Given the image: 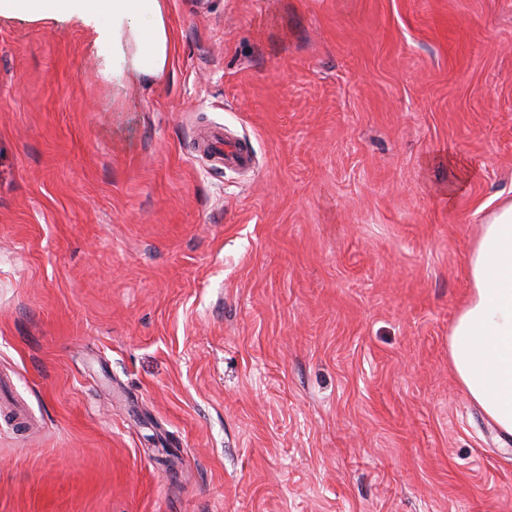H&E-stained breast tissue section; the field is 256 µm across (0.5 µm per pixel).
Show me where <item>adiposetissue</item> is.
<instances>
[{
    "mask_svg": "<svg viewBox=\"0 0 512 512\" xmlns=\"http://www.w3.org/2000/svg\"><path fill=\"white\" fill-rule=\"evenodd\" d=\"M0 17L75 23L112 49L111 71L162 75L171 52L162 0H0ZM469 292L449 334L458 384L512 436V199L481 225L469 256Z\"/></svg>",
    "mask_w": 512,
    "mask_h": 512,
    "instance_id": "obj_1",
    "label": "adipose tissue"
}]
</instances>
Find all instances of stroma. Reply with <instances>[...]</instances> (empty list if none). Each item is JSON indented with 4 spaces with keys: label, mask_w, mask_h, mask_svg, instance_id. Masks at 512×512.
Returning <instances> with one entry per match:
<instances>
[{
    "label": "stroma",
    "mask_w": 512,
    "mask_h": 512,
    "mask_svg": "<svg viewBox=\"0 0 512 512\" xmlns=\"http://www.w3.org/2000/svg\"><path fill=\"white\" fill-rule=\"evenodd\" d=\"M163 5L165 72L113 81L0 18V512H512L448 364L512 0ZM201 153L224 161L225 164L234 167H247L253 164L254 157L246 148L237 141L225 140L221 133H214L206 139L198 142Z\"/></svg>",
    "instance_id": "stroma-1"
}]
</instances>
